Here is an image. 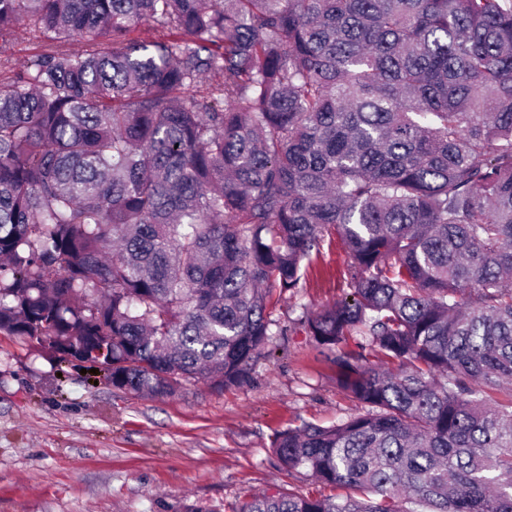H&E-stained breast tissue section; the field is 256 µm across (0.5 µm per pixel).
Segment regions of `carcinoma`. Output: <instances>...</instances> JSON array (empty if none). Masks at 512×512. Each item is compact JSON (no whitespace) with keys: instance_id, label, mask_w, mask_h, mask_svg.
Here are the masks:
<instances>
[{"instance_id":"carcinoma-1","label":"carcinoma","mask_w":512,"mask_h":512,"mask_svg":"<svg viewBox=\"0 0 512 512\" xmlns=\"http://www.w3.org/2000/svg\"><path fill=\"white\" fill-rule=\"evenodd\" d=\"M26 21L0 333L118 390L242 387L332 230L351 292L303 324L362 411L272 442L330 493L238 512H512V0H0Z\"/></svg>"}]
</instances>
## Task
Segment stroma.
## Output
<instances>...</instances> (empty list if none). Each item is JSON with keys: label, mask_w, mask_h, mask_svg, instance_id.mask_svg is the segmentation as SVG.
<instances>
[{"label": "stroma", "mask_w": 512, "mask_h": 512, "mask_svg": "<svg viewBox=\"0 0 512 512\" xmlns=\"http://www.w3.org/2000/svg\"><path fill=\"white\" fill-rule=\"evenodd\" d=\"M42 38L19 25L0 41V58L24 64ZM304 278L273 314L280 335L270 355L240 388L199 381L170 397H142L0 334V512H235L276 485L318 494L311 478L273 465L271 441L302 422L328 426L359 410L299 322L303 309L349 291L336 235H326Z\"/></svg>", "instance_id": "obj_1"}]
</instances>
